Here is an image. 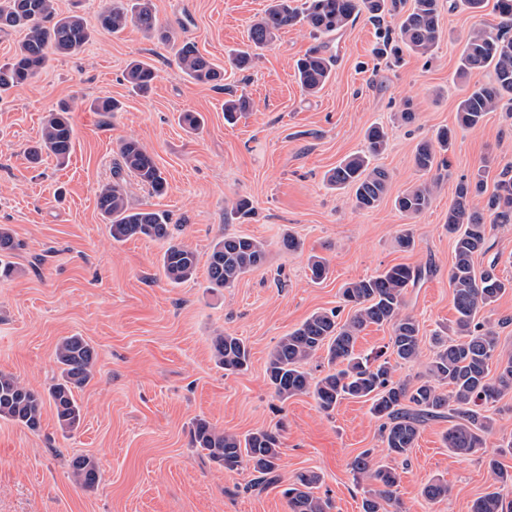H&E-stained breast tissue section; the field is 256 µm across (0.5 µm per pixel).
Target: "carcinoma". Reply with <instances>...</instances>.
Here are the masks:
<instances>
[{
  "label": "carcinoma",
  "instance_id": "carcinoma-1",
  "mask_svg": "<svg viewBox=\"0 0 512 512\" xmlns=\"http://www.w3.org/2000/svg\"><path fill=\"white\" fill-rule=\"evenodd\" d=\"M270 0L264 14L249 29V39L258 50L277 33L298 23L306 25L315 37L330 36L341 31L356 16L366 11L374 18L395 8L391 0ZM55 0H0V32L19 29L23 40L13 61L0 65V94L34 79L47 65L52 54H70L83 50L92 39V31L76 14L59 17ZM440 0H414L411 10L402 15L395 40L402 42L419 56H428L440 38ZM101 30L112 35L123 32L128 25L137 27L147 38L169 41L162 30L152 0H108L98 18ZM178 68L192 81L219 83L224 70L186 43L175 51ZM491 67L495 80L475 86L460 101L457 122L462 128L479 126L485 115L507 99L512 102V37L501 31L479 29L470 34L461 52L458 76ZM299 83L309 95L317 94L331 73V58L322 47L315 46L296 63ZM127 81L146 93L157 79L155 68L143 61L130 64ZM250 109L244 96L224 102V118L234 121ZM71 107L62 104L49 113L37 146L28 151L30 162L37 163L42 154L54 156L65 163L74 149V129L70 121ZM452 136L443 129L436 142L424 141L417 146L415 165L430 172L440 164L438 155L449 150ZM367 152L342 160L327 176L336 189L354 188V205L359 210L375 208L387 192L389 173L382 167L370 166L369 157L386 149L387 132L379 125L365 133ZM119 163L112 182L98 191L96 206L109 233L117 242L145 237L162 246L161 270L171 284L191 279L197 271L194 250L175 239L168 213L129 206L125 176L136 178L151 193L162 196L167 181L154 156L134 138L118 144ZM484 192V179L463 181L456 188V199L448 209V232L455 234V261L448 272L452 301L457 313L455 338L435 337L436 352L427 375L415 383L393 380L389 359L375 356L363 358L356 353L359 333L369 325L391 328L390 348L395 361L411 363L421 351L416 320L403 312L406 288L421 276V270L395 265L368 278L350 282L342 288V299L352 305L354 314L343 323L338 310L313 313L297 328L282 337L269 355L266 375L275 396L288 398L310 394L317 407L331 414L344 399H363L370 403V413L381 420L380 435L388 456L407 460L424 423L446 418L450 426L443 439L446 447L459 455L475 453L485 444V435L492 429L491 419L481 405L494 403L512 394V354L501 349L497 336L479 320L481 310L512 288L491 265L481 272L474 268V256L486 249L491 231L500 224L512 223V177L498 181L489 196L487 208L492 223L470 208V198ZM433 193L429 185L420 184L398 195L396 209L410 217L418 216L431 206ZM16 243L10 229L0 225V278L17 273L7 257ZM267 244L250 236L226 232L212 247L207 264V281L211 289L232 288L247 273L263 265ZM311 280L326 279L329 266L318 256L310 259ZM327 351L329 370L314 378L305 363L320 350ZM216 364L228 373L248 368L250 350L245 342L222 332L212 339ZM60 374L43 394L33 390L11 373L0 372V419L11 421L29 430L41 426L45 404L54 408L57 424L64 432L76 429L82 419V406L75 390L93 377L97 353L81 336H65L55 347ZM496 361L498 374L490 376L489 363ZM192 444L205 451L213 463L227 471L250 468L258 479L275 481L273 473L281 456L280 434L259 429L244 436L218 429L205 418L193 422ZM485 465L494 479L492 490L484 493L471 506V512H512V471L503 467L494 453L485 458ZM360 478L376 485L362 500V512H391L397 506L396 487L400 474L393 467L378 465L371 452L364 451L350 462ZM75 485L85 490L95 488L101 478L99 462L87 455H76L70 462ZM320 477L306 471L284 490L288 512H333V504L317 495ZM448 485L430 481L422 490L424 499L436 503L448 496Z\"/></svg>",
  "mask_w": 512,
  "mask_h": 512
}]
</instances>
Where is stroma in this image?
<instances>
[{"label":"stroma","instance_id":"obj_1","mask_svg":"<svg viewBox=\"0 0 512 512\" xmlns=\"http://www.w3.org/2000/svg\"><path fill=\"white\" fill-rule=\"evenodd\" d=\"M379 20L368 14L339 33L320 38L296 25L258 50L251 68H227L228 55L247 49L248 31L268 0H153L160 22L176 42L195 43L224 66L222 87L197 84L177 68L172 50L147 39L136 27L112 36L97 33L102 0H56L61 14L78 13L95 35L78 54L53 57L29 83L0 95V225L16 243L11 260L18 269L0 281V372L46 392L58 376V340L78 334L97 352L93 379L75 395L83 409L79 428L62 433L52 407L31 431L0 420V512H288L282 489L297 474L313 471L319 495L333 512H361L371 490L350 461L363 450L392 465L367 402L342 400L324 414L312 395L279 401L267 383L268 356L278 341L312 313L343 306L342 286L403 264L421 270L409 285L404 311L419 324L418 360L396 364L395 380L416 381L433 357L431 338L452 328L456 318L448 272L454 236L448 210L462 178L483 174L494 191L503 167L512 164V104L501 103L473 129L459 128L457 106L467 90L494 80L492 69L459 80L460 53L472 29L501 26L496 0L479 11L443 5L442 38L431 58L403 51L377 54L400 12ZM332 55L331 76L316 95L304 93L294 63L310 48ZM152 64L158 78L148 94L125 79L131 60ZM245 94L251 107L235 123L224 119V101ZM122 109L105 117L91 111L98 98ZM76 100L71 112L74 151L66 164L51 156L31 166L26 150L42 134L44 118L58 103ZM416 114L404 125L395 116L403 105ZM184 111L201 113L205 126L192 134L178 124ZM388 130L386 150L374 163L389 173L379 205L358 210L353 191L330 189L324 176L346 156L365 150L364 133L373 124ZM453 132L445 162L419 172V142L441 129ZM139 140L154 156L168 188L150 195L128 180L133 207L170 212L176 236L198 258L197 275L179 285L161 271L159 243L133 238L113 241L97 207L99 188L111 182L121 139ZM434 181L431 207L410 218L394 207L411 186ZM247 198L254 213L230 216L231 204ZM412 229L413 249L396 239ZM263 240L266 262L235 287L208 286L207 262L223 232ZM301 242L295 252L279 247L283 233ZM325 257L327 278L312 282L311 255ZM476 269L495 267L512 280V224L491 234L475 256ZM243 338L251 352L246 371L228 374L212 358L219 332ZM493 427L481 452L461 456L446 448L447 420L429 421L407 464L398 466L399 512H471L493 479L484 455L512 442V396L487 405ZM204 418L218 428L246 434L280 430L281 460L272 485L255 481L252 469L230 472L192 447L190 428ZM78 454L95 457L101 479L91 490L71 480L69 462ZM433 479L451 493L428 503L422 490Z\"/></svg>","mask_w":512,"mask_h":512}]
</instances>
